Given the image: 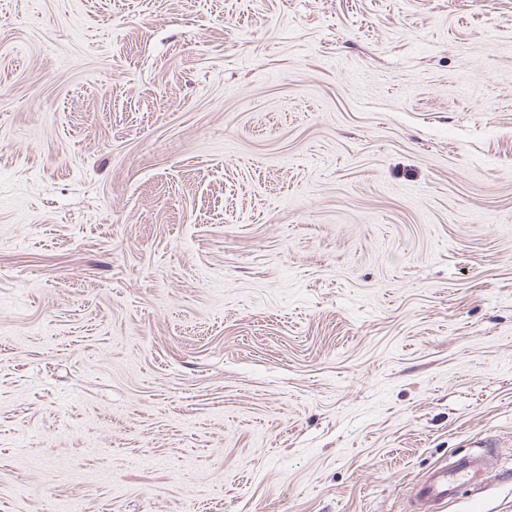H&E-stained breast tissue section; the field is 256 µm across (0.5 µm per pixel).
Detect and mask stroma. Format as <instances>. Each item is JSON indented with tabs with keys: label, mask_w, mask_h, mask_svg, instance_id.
Listing matches in <instances>:
<instances>
[{
	"label": "stroma",
	"mask_w": 512,
	"mask_h": 512,
	"mask_svg": "<svg viewBox=\"0 0 512 512\" xmlns=\"http://www.w3.org/2000/svg\"><path fill=\"white\" fill-rule=\"evenodd\" d=\"M487 439L512 0H0V512H407Z\"/></svg>",
	"instance_id": "35a3bbf8"
}]
</instances>
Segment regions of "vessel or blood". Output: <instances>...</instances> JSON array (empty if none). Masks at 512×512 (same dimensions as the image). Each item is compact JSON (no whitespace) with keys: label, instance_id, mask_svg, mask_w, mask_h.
<instances>
[{"label":"vessel or blood","instance_id":"1","mask_svg":"<svg viewBox=\"0 0 512 512\" xmlns=\"http://www.w3.org/2000/svg\"><path fill=\"white\" fill-rule=\"evenodd\" d=\"M483 454H465L451 462L431 467L415 486L409 512H444L464 493H478L488 483Z\"/></svg>","mask_w":512,"mask_h":512}]
</instances>
